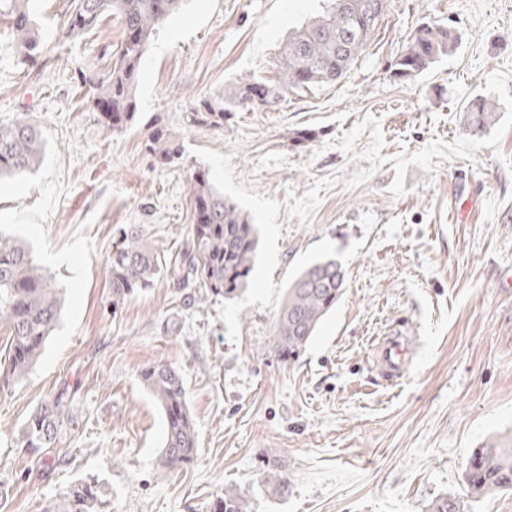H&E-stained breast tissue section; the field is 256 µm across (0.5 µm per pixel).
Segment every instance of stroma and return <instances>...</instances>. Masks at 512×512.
<instances>
[{
  "label": "stroma",
  "mask_w": 512,
  "mask_h": 512,
  "mask_svg": "<svg viewBox=\"0 0 512 512\" xmlns=\"http://www.w3.org/2000/svg\"><path fill=\"white\" fill-rule=\"evenodd\" d=\"M323 3L186 0L142 61L140 118L120 135L81 86L109 69L116 19L63 43L68 0H38L49 55L33 67L0 35V124L35 118L44 148L38 170L0 182V231L25 239L63 290L58 327L22 379L0 325V512H45L90 476L106 512H213L228 486L248 512H426L443 496L464 512H512V491L475 498L464 486L473 448L512 435V0H389L342 79L220 129L185 124L197 96L277 82L289 30ZM423 23L453 29L457 49L394 79ZM477 96L499 119L475 136L463 108ZM158 116L182 165L155 166L145 148ZM197 169L260 230L249 286L231 300L181 280ZM134 226L167 265L116 305L107 256ZM325 255L345 268V293L284 364L273 350L284 292ZM399 326L417 331L412 364L386 381L373 350ZM162 360L184 377L200 440L178 473L158 465L163 418L141 378ZM60 394L69 423L28 454L29 416ZM270 453L287 498L263 485Z\"/></svg>",
  "instance_id": "obj_1"
}]
</instances>
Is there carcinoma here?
<instances>
[{"mask_svg": "<svg viewBox=\"0 0 512 512\" xmlns=\"http://www.w3.org/2000/svg\"><path fill=\"white\" fill-rule=\"evenodd\" d=\"M387 0H351L341 8L331 0L329 9L288 35L279 60V84L250 79L224 89V97H203L192 104L186 122L193 127L224 128V122L241 110L278 105L285 95L313 89L339 80L365 50L385 10L375 12L371 26H357V11L368 10ZM183 0H71L61 24L65 39H82L102 19L115 16L121 39L111 68L102 75H82L93 110L99 112L103 127L120 134L138 118L137 86L140 64L156 30L177 13ZM35 0H0V23L4 22L16 52L31 64L38 63L43 44L35 20ZM458 46L452 30L435 24L417 28L406 49L392 66L394 77L407 80L429 70ZM466 128L486 131L498 119L497 105L483 97L471 99L464 107ZM146 149L155 162L173 167L183 157L180 138L155 119ZM42 160V139L38 123L24 119L0 125V179L35 170ZM193 201L192 252L187 276L200 287L226 299L239 296L249 285L259 250V234L250 216L208 175L190 174ZM112 303L118 304L138 291L154 287L162 273V256L144 230H122L108 256ZM346 288V271L331 257H322L306 267L286 289L273 328L274 349L286 364L296 362L316 335L325 316L336 306ZM59 289L35 262L29 249L8 236H0V323L9 331L8 367L24 375L37 362L46 341L59 320ZM142 380L161 409L165 437L159 466L179 471L191 465L199 448L198 433L191 413L184 380L175 367L160 361L142 373ZM67 403L57 397L38 408L27 421L22 447L37 453L47 447L63 426ZM268 493L288 496V479L278 473L274 455L265 460ZM464 480L474 496L489 491H512V439L494 441L472 450ZM103 492L92 481H77L49 512H101ZM215 512H246L244 498L233 487ZM427 512H460L454 498L433 501Z\"/></svg>", "mask_w": 512, "mask_h": 512, "instance_id": "cac0c4a2", "label": "carcinoma"}]
</instances>
